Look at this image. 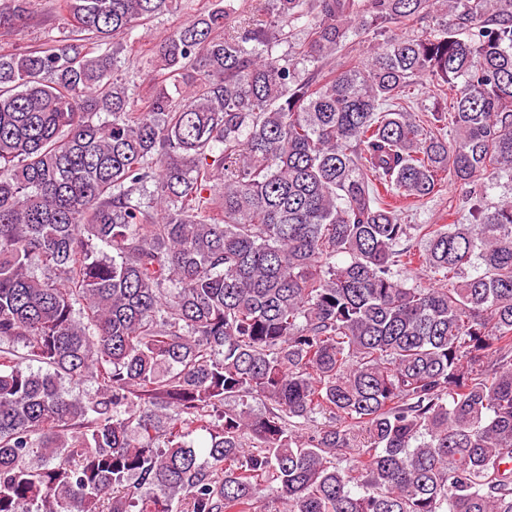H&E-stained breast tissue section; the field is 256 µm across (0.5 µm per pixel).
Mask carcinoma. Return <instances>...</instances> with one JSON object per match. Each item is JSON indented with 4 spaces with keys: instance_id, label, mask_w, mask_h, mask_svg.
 Instances as JSON below:
<instances>
[{
    "instance_id": "carcinoma-1",
    "label": "carcinoma",
    "mask_w": 512,
    "mask_h": 512,
    "mask_svg": "<svg viewBox=\"0 0 512 512\" xmlns=\"http://www.w3.org/2000/svg\"><path fill=\"white\" fill-rule=\"evenodd\" d=\"M175 2L0 51V512H512V199L475 190L512 178V0H204L141 106L118 52ZM445 177L465 222L402 223ZM476 190L484 194L485 205L493 206L502 198L512 196V181L507 176H485L478 182Z\"/></svg>"
}]
</instances>
